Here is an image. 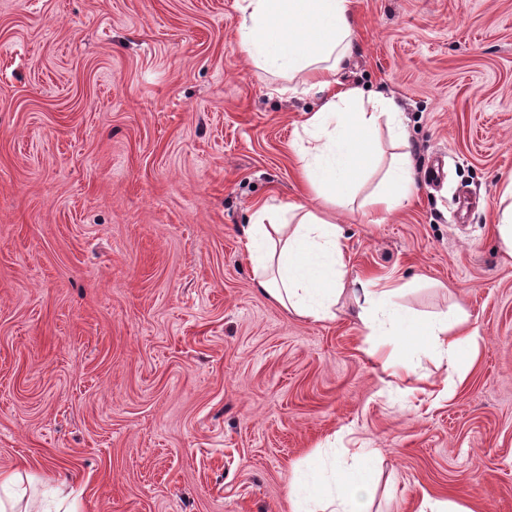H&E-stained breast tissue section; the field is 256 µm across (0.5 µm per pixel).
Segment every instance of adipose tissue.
<instances>
[{
	"label": "adipose tissue",
	"instance_id": "obj_1",
	"mask_svg": "<svg viewBox=\"0 0 512 512\" xmlns=\"http://www.w3.org/2000/svg\"><path fill=\"white\" fill-rule=\"evenodd\" d=\"M239 47L262 71L301 80L321 94L319 109L302 124L304 179L321 201L318 210L290 203L263 207L243 235L254 286L263 297L315 321L335 318L336 298L349 293L356 317L383 344L425 330L446 353L451 374L476 342L475 331H455L447 318L419 323L392 306L396 284L348 280L344 230L324 213L349 198L372 153L367 134L380 119L395 130L396 152L375 203L387 211L407 201L414 186L413 163L398 108L390 99H366L356 87H340L338 73L352 48L353 0H243ZM370 481L360 472L325 474L316 468L297 490L300 512H368Z\"/></svg>",
	"mask_w": 512,
	"mask_h": 512
}]
</instances>
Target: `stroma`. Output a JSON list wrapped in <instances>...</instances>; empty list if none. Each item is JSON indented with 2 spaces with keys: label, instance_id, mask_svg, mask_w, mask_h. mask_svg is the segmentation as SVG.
<instances>
[{
  "label": "stroma",
  "instance_id": "obj_1",
  "mask_svg": "<svg viewBox=\"0 0 512 512\" xmlns=\"http://www.w3.org/2000/svg\"><path fill=\"white\" fill-rule=\"evenodd\" d=\"M240 0H0V468L42 512H293L326 449L370 512H512V0H354L338 78L400 106L410 200L376 223L386 125L331 209L351 272L421 320L476 330L462 378L426 334L390 381L348 300L313 321L261 297L241 229L309 202L321 104L237 45ZM443 160L444 177L428 170ZM497 230L503 252L512 257V179L500 198Z\"/></svg>",
  "mask_w": 512,
  "mask_h": 512
}]
</instances>
